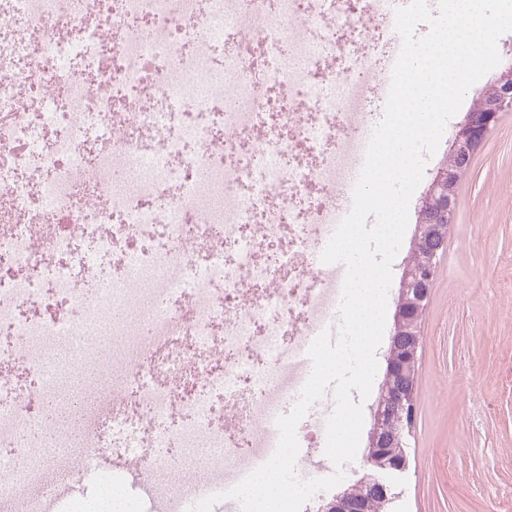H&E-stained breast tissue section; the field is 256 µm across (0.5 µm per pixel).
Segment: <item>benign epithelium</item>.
I'll list each match as a JSON object with an SVG mask.
<instances>
[{
	"mask_svg": "<svg viewBox=\"0 0 512 512\" xmlns=\"http://www.w3.org/2000/svg\"><path fill=\"white\" fill-rule=\"evenodd\" d=\"M505 112H512V59L491 75L486 85L475 96L472 107L455 124L448 149V156L453 162L445 161L437 168L421 198L418 223L433 224L438 231V223L452 218L460 171L471 163L475 151L487 141ZM438 267L439 264L433 259L422 268L410 263L404 265L393 315L394 334H401L412 322L419 323ZM410 336L412 342L405 348L403 354L392 350L386 356V387L393 379L411 378L416 372L418 353L422 345L421 331L416 328L410 332ZM392 397L395 405L404 412V416L400 418L399 426L385 435L382 433L385 421L383 407L374 408L372 426L368 434V451L364 456L365 474L360 479L362 484L375 486L387 500L392 499V481L408 466L404 450V433L414 413V399L407 390L397 389L392 393ZM384 448H391L397 453L396 460L390 465H382L378 461V456ZM320 512H357V509L348 496L339 493L321 504Z\"/></svg>",
	"mask_w": 512,
	"mask_h": 512,
	"instance_id": "7a95c632",
	"label": "benign epithelium"
}]
</instances>
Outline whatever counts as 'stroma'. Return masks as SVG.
<instances>
[{"label": "stroma", "instance_id": "35a3bbf8", "mask_svg": "<svg viewBox=\"0 0 512 512\" xmlns=\"http://www.w3.org/2000/svg\"><path fill=\"white\" fill-rule=\"evenodd\" d=\"M395 512H512V112L458 186Z\"/></svg>", "mask_w": 512, "mask_h": 512}]
</instances>
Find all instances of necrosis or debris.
<instances>
[{
    "label": "necrosis or debris",
    "instance_id": "obj_1",
    "mask_svg": "<svg viewBox=\"0 0 512 512\" xmlns=\"http://www.w3.org/2000/svg\"><path fill=\"white\" fill-rule=\"evenodd\" d=\"M400 35L386 0H0V512L91 462L197 501L276 450L339 316V224ZM333 392L297 426L328 469Z\"/></svg>",
    "mask_w": 512,
    "mask_h": 512
}]
</instances>
